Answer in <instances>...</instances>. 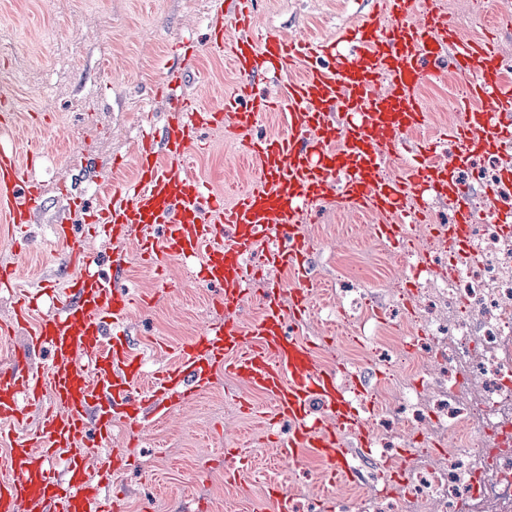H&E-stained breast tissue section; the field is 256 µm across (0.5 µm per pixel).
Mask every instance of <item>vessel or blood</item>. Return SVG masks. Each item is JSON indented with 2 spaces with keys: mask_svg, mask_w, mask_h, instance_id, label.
<instances>
[{
  "mask_svg": "<svg viewBox=\"0 0 512 512\" xmlns=\"http://www.w3.org/2000/svg\"><path fill=\"white\" fill-rule=\"evenodd\" d=\"M207 47L231 62L239 77L233 92L216 111L173 96L195 52L185 46L160 85L172 95L165 124L143 133L134 177L120 184L93 230L119 247L135 246L143 263L158 270L166 257L181 258L214 289L224 319L202 327L141 392L134 386L142 374L137 351L126 338L107 334L140 307L116 273L120 257L112 259L113 274L95 270L68 225L58 224L55 237L81 268L64 294L48 285L20 288L13 270L1 268L0 291L15 296L16 308L12 326L1 325L0 334L14 327L30 334L26 350L0 363V443L7 448L0 469L11 473L0 482V512H115L86 474V449L107 445L113 418L138 416L147 399L174 395L189 405L219 369L267 394L268 423L292 425L285 460L308 453L336 485L351 482L340 433L359 416L361 390L339 385L343 361L321 363L313 343L295 332L310 311L306 261L315 242L304 224L311 213L338 207L376 215L370 232L377 238L400 237L406 226L392 215L407 212L425 229L432 221L427 199L435 196L456 209L447 237L449 248H460L473 218L456 172L476 152L512 142V85L503 80L512 61L490 37L464 35L438 0H375L372 11L329 39H230L219 20ZM446 56L467 84L461 122L442 133L455 147L448 159L438 142L419 135L431 109L417 95L440 78ZM268 74L285 79L278 97L259 92ZM267 112L280 113L284 132L257 134ZM15 116L13 90L1 83L0 136L13 132ZM217 126L253 167L249 185L229 205L186 169L198 130ZM410 134L416 141L408 150ZM37 160L0 145V214L18 230L38 206L30 177ZM157 224L162 234L150 235ZM264 266L291 274L290 303L280 298L281 282L262 278ZM48 298L56 309L45 314ZM251 299L260 312L241 323L237 315ZM41 351L47 364L31 365L30 354ZM34 410L38 427L23 429Z\"/></svg>",
  "mask_w": 512,
  "mask_h": 512,
  "instance_id": "vessel-or-blood-1",
  "label": "vessel or blood"
}]
</instances>
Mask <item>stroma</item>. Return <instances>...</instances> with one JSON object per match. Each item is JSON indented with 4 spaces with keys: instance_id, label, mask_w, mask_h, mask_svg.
I'll use <instances>...</instances> for the list:
<instances>
[{
    "instance_id": "stroma-1",
    "label": "stroma",
    "mask_w": 512,
    "mask_h": 512,
    "mask_svg": "<svg viewBox=\"0 0 512 512\" xmlns=\"http://www.w3.org/2000/svg\"><path fill=\"white\" fill-rule=\"evenodd\" d=\"M373 0H262L256 36L335 37L340 27L365 14ZM468 36L491 31L499 50L512 57V0H495L498 21L488 24L467 0H441ZM214 0H0V82L12 84L17 114L14 144L21 155L38 151L42 161L31 176L42 191L28 224L31 250L17 260L6 241L13 230L0 218V268L14 267L26 287L74 278L66 244L53 233L68 222L101 270H109L114 246L84 235V217L106 206L118 183L134 176L135 142L142 125H161L167 100L154 92L165 76L172 49L184 38L201 44L187 65L183 90L204 107L218 109L238 76L225 57L204 51ZM456 72L424 84L420 99L433 105L426 137L459 120ZM188 160L189 171L232 202L252 177L249 160L219 129H203ZM345 210L319 215L307 230L316 242L310 259L315 283L331 286L348 262L372 257L371 293L392 307L405 285L404 271L390 267L384 248L374 246L367 226L344 231ZM124 279L135 295L152 303L123 329L142 355L144 375L171 364L205 324L222 321L213 290L193 279L179 259L168 258L163 275L145 267L135 249L124 252ZM326 316L309 315L301 337L314 341L320 362H330L341 341L328 336L325 321L349 312V301L326 298ZM269 398L239 379L222 375L197 392L184 410H150L137 425L117 422L107 447L89 449L87 473L100 478L103 465L121 456L119 468L102 481L105 497L121 512H276L253 473L269 471L288 481L297 501L312 499L316 512H330L335 500L306 472L316 457L302 454L285 463L283 426L267 427ZM247 456L248 471L239 458Z\"/></svg>"
}]
</instances>
